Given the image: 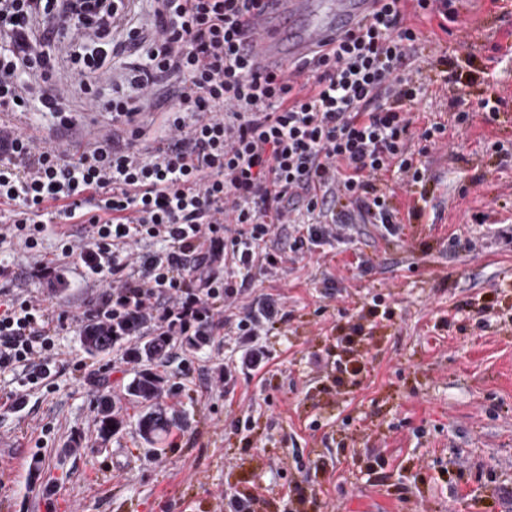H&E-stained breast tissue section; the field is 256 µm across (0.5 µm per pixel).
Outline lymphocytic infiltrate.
Masks as SVG:
<instances>
[{"instance_id": "lymphocytic-infiltrate-1", "label": "lymphocytic infiltrate", "mask_w": 512, "mask_h": 512, "mask_svg": "<svg viewBox=\"0 0 512 512\" xmlns=\"http://www.w3.org/2000/svg\"><path fill=\"white\" fill-rule=\"evenodd\" d=\"M0 0V112L32 103L52 113L48 136L0 123V239L16 240L31 277L63 280L78 264L98 289L79 324L116 336L224 335L241 348L225 376L266 368L269 338L290 314L281 298L254 293L287 262L345 244L372 226L400 237L397 186L425 187L422 159L446 146L441 122L415 126L412 111L438 85L458 127L499 118L502 98L466 92L460 75L412 67L459 17L458 0H381L361 30L282 74L241 59L236 43L260 0H153L148 27L129 0ZM131 48L132 94L103 98L108 65ZM70 59L86 107L109 126L78 127L59 63ZM157 125L158 136L148 128ZM60 255L42 258L48 225ZM65 314L19 294L0 310V369L21 368L36 387L50 375Z\"/></svg>"}]
</instances>
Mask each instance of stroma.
<instances>
[{
    "label": "stroma",
    "mask_w": 512,
    "mask_h": 512,
    "mask_svg": "<svg viewBox=\"0 0 512 512\" xmlns=\"http://www.w3.org/2000/svg\"><path fill=\"white\" fill-rule=\"evenodd\" d=\"M452 31L470 32L476 69L506 102L499 124L449 128L447 148L427 157L420 217L400 237L315 252L259 285L291 313L261 372L225 380L237 348L220 336L184 349L188 372L161 368L160 401L178 421L153 445L127 394L145 367L130 341L90 355L66 323L43 386L0 370V445L23 460L0 483V512H224L237 492L258 496L257 512H512V245L450 248L455 234L512 223V0H468ZM496 139L505 151L492 156ZM476 210L486 225L471 222ZM25 263L16 241L0 240V287L73 318L94 301L76 274L62 287L23 275ZM317 356L346 365L341 381L315 368ZM94 374L106 386L92 385ZM105 398L122 422L106 439ZM244 417L252 431L237 430ZM295 482L303 496L289 495Z\"/></svg>",
    "instance_id": "35a3bbf8"
}]
</instances>
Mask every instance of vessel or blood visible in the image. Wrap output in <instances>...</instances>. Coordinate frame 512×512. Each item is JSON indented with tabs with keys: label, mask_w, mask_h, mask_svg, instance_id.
<instances>
[{
	"label": "vessel or blood",
	"mask_w": 512,
	"mask_h": 512,
	"mask_svg": "<svg viewBox=\"0 0 512 512\" xmlns=\"http://www.w3.org/2000/svg\"><path fill=\"white\" fill-rule=\"evenodd\" d=\"M379 0H263L239 45L269 72L330 49L379 9Z\"/></svg>",
	"instance_id": "vessel-or-blood-1"
}]
</instances>
